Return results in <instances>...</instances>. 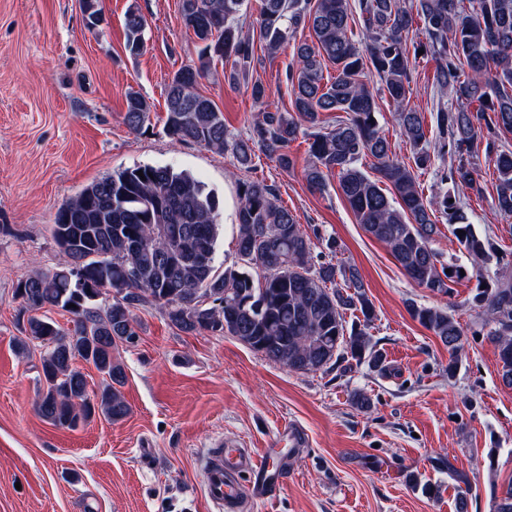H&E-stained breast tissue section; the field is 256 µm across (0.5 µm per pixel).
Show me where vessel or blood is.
<instances>
[{
    "instance_id": "vessel-or-blood-1",
    "label": "vessel or blood",
    "mask_w": 512,
    "mask_h": 512,
    "mask_svg": "<svg viewBox=\"0 0 512 512\" xmlns=\"http://www.w3.org/2000/svg\"><path fill=\"white\" fill-rule=\"evenodd\" d=\"M207 499L225 512H240L246 502H262L274 496L284 485L288 470L257 458L248 448L216 441L213 451L202 465ZM248 474L247 483H239L237 474Z\"/></svg>"
}]
</instances>
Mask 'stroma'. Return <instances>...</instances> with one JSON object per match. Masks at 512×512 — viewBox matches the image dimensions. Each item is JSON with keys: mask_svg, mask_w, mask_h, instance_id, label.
<instances>
[{"mask_svg": "<svg viewBox=\"0 0 512 512\" xmlns=\"http://www.w3.org/2000/svg\"><path fill=\"white\" fill-rule=\"evenodd\" d=\"M81 4L0 0V512H219L200 472L212 442H242L261 456L291 425L306 443L287 455L286 485L254 512H456L462 497L468 512H493L494 490L512 481V387L501 382L498 349L468 303L478 283L470 258L440 224L433 248L469 274L445 298L412 285L356 223L335 177L324 191L308 187L301 138L288 148L292 168L261 155L250 176L272 185L310 232L316 261L358 270L385 371L291 372L235 337L180 332L144 304L133 310L136 342L119 349L129 415L68 430L36 414L40 350H13L14 289L32 269L63 262L51 234L60 205L106 172L146 164L189 171L226 207L237 197L232 155L165 133V87L199 53L180 0H99L93 32ZM131 8L148 23L138 56L125 48ZM312 40L298 29L272 55L255 43L249 77L267 85L264 103L246 83H229L224 66L203 80L230 136H247L258 112L290 111L286 71L295 44ZM434 67L428 57L411 63V102L427 117L450 101L433 85ZM131 89L151 104L138 132L123 122ZM477 164L482 192L465 212L478 234L512 253V222L495 204L497 172L486 157ZM414 304L447 305L466 332L457 359L412 316ZM357 392L370 409L357 408Z\"/></svg>", "mask_w": 512, "mask_h": 512, "instance_id": "obj_1", "label": "stroma"}]
</instances>
